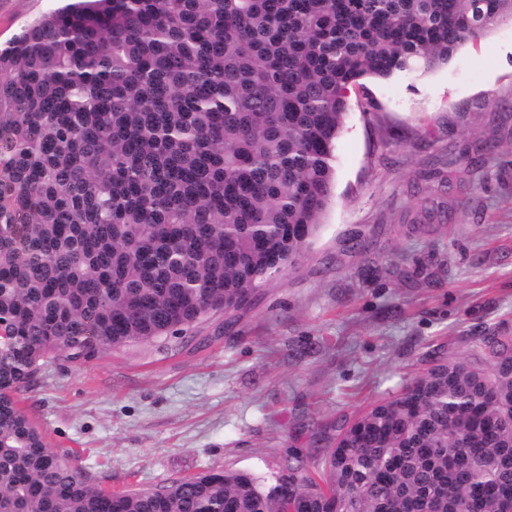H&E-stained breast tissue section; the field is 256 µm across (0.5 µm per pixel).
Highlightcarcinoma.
Listing matches in <instances>:
<instances>
[{
	"instance_id": "cac0c4a2",
	"label": "carcinoma",
	"mask_w": 512,
	"mask_h": 512,
	"mask_svg": "<svg viewBox=\"0 0 512 512\" xmlns=\"http://www.w3.org/2000/svg\"><path fill=\"white\" fill-rule=\"evenodd\" d=\"M512 0H71L0 50V512H512V336L435 349L266 484L111 492L19 406L86 362L251 305L310 250L348 87L448 63Z\"/></svg>"
}]
</instances>
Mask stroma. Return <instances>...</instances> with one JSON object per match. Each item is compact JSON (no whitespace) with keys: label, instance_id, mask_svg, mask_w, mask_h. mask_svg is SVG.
Wrapping results in <instances>:
<instances>
[{"label":"stroma","instance_id":"obj_1","mask_svg":"<svg viewBox=\"0 0 512 512\" xmlns=\"http://www.w3.org/2000/svg\"><path fill=\"white\" fill-rule=\"evenodd\" d=\"M57 0H0L7 45ZM486 145L481 165L451 157ZM333 201L309 253L256 289L232 331L209 313L36 376L22 406L100 486L152 488L210 469L267 476L313 460L309 418L394 394L427 351L512 331V22L430 71L348 92ZM444 202L447 219L429 216ZM369 244L350 247L353 234Z\"/></svg>","mask_w":512,"mask_h":512}]
</instances>
